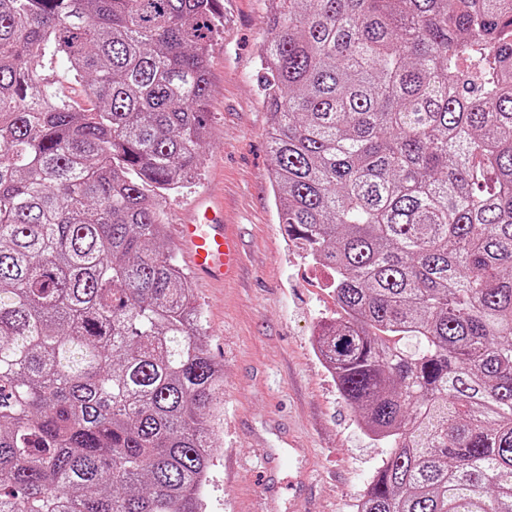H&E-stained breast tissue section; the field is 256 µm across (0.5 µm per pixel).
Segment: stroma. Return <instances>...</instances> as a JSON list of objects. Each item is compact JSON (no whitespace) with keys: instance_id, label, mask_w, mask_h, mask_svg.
<instances>
[{"instance_id":"35a3bbf8","label":"stroma","mask_w":512,"mask_h":512,"mask_svg":"<svg viewBox=\"0 0 512 512\" xmlns=\"http://www.w3.org/2000/svg\"><path fill=\"white\" fill-rule=\"evenodd\" d=\"M221 3L203 166L163 202L171 227L199 196L223 198L224 221L243 245L235 281L193 285L209 355L224 369L222 449L203 488L204 512H353L386 449L315 351L320 321L337 308L320 286L329 273L286 243L273 206L257 76L271 0Z\"/></svg>"}]
</instances>
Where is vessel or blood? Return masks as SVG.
Listing matches in <instances>:
<instances>
[{
  "label": "vessel or blood",
  "instance_id": "obj_1",
  "mask_svg": "<svg viewBox=\"0 0 512 512\" xmlns=\"http://www.w3.org/2000/svg\"><path fill=\"white\" fill-rule=\"evenodd\" d=\"M176 243L190 267L216 284L232 280L242 263L238 236L224 222V201L220 198L197 201L178 225Z\"/></svg>",
  "mask_w": 512,
  "mask_h": 512
}]
</instances>
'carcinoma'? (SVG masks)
Wrapping results in <instances>:
<instances>
[{"mask_svg":"<svg viewBox=\"0 0 512 512\" xmlns=\"http://www.w3.org/2000/svg\"><path fill=\"white\" fill-rule=\"evenodd\" d=\"M220 25L0 0V512H202L224 371L163 199ZM260 72L279 223L340 309L317 354L388 448L356 512H512V0H276Z\"/></svg>","mask_w":512,"mask_h":512,"instance_id":"obj_1","label":"carcinoma"}]
</instances>
